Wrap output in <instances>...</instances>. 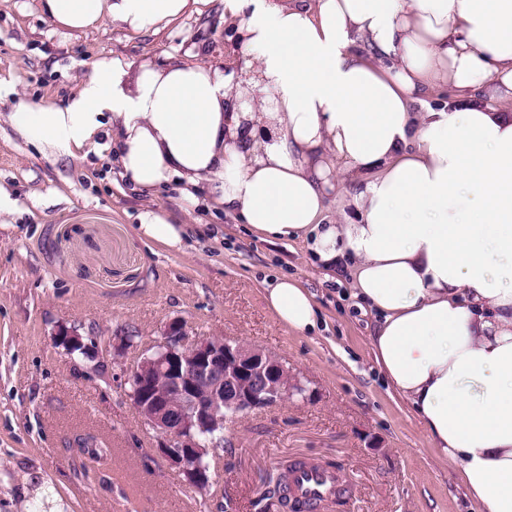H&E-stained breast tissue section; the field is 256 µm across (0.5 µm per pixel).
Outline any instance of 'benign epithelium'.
Here are the masks:
<instances>
[{
    "label": "benign epithelium",
    "mask_w": 512,
    "mask_h": 512,
    "mask_svg": "<svg viewBox=\"0 0 512 512\" xmlns=\"http://www.w3.org/2000/svg\"><path fill=\"white\" fill-rule=\"evenodd\" d=\"M59 336L71 352L84 348L75 328ZM162 336L129 367L134 405L163 437L164 458L189 484L206 488L208 448L224 442V408L238 416L276 406L297 383L280 358L240 342L209 337L184 343L180 321L168 323Z\"/></svg>",
    "instance_id": "obj_1"
}]
</instances>
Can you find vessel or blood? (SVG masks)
<instances>
[{
    "label": "vessel or blood",
    "instance_id": "1",
    "mask_svg": "<svg viewBox=\"0 0 512 512\" xmlns=\"http://www.w3.org/2000/svg\"><path fill=\"white\" fill-rule=\"evenodd\" d=\"M287 487L289 497L298 501L302 512H319L325 503L344 492L336 470L304 459L291 462Z\"/></svg>",
    "mask_w": 512,
    "mask_h": 512
}]
</instances>
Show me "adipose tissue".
Here are the masks:
<instances>
[{"label":"adipose tissue","instance_id":"obj_1","mask_svg":"<svg viewBox=\"0 0 512 512\" xmlns=\"http://www.w3.org/2000/svg\"><path fill=\"white\" fill-rule=\"evenodd\" d=\"M196 0H41L59 29L158 31ZM242 71L96 61L62 107L19 101L28 142L87 154L106 137L142 192H200L266 239L311 237L349 260L377 317L373 359L484 512H512V0H224ZM134 82L126 91L125 79ZM452 104L410 106L436 93ZM347 183L344 223L324 220ZM141 239L178 250L186 225L151 207ZM284 327L317 326L313 295L276 278Z\"/></svg>","mask_w":512,"mask_h":512}]
</instances>
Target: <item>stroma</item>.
<instances>
[{"label": "stroma", "instance_id": "1", "mask_svg": "<svg viewBox=\"0 0 512 512\" xmlns=\"http://www.w3.org/2000/svg\"><path fill=\"white\" fill-rule=\"evenodd\" d=\"M224 0H199L158 33L108 24L63 32L40 0H0V512H277L267 497L288 461L337 470L345 497L324 512H479L373 363L375 316L359 307L347 263L329 270L303 239L262 240L223 210L184 212L175 191L124 185L110 149L73 159L39 151L7 122L19 100L66 104L103 57L211 60L239 67ZM191 227L183 250L138 238L148 207ZM297 278L315 296L300 336L267 308L265 281ZM182 321L283 359L304 387L278 406L233 417L209 454L208 488L188 484L139 417L129 365ZM77 327L83 350L58 332ZM110 450L102 478L69 451L75 434Z\"/></svg>", "mask_w": 512, "mask_h": 512}]
</instances>
